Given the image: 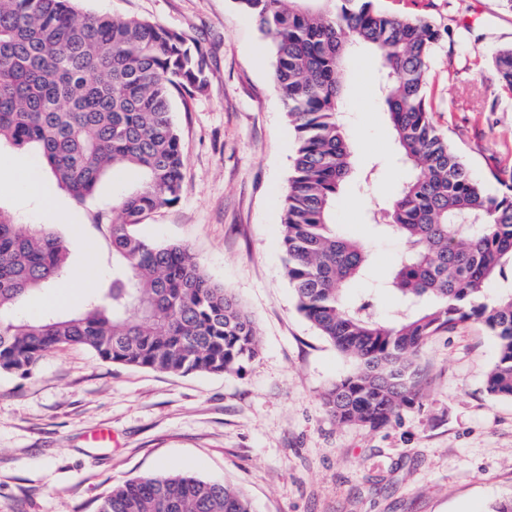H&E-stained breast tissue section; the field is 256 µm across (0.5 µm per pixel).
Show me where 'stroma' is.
Listing matches in <instances>:
<instances>
[{
  "label": "stroma",
  "instance_id": "obj_1",
  "mask_svg": "<svg viewBox=\"0 0 512 512\" xmlns=\"http://www.w3.org/2000/svg\"><path fill=\"white\" fill-rule=\"evenodd\" d=\"M428 15L445 34L432 53L434 121L471 175L498 192L490 171L512 164V91L494 57L512 45V12L499 0H375ZM82 13L134 17L183 33L209 56L204 91L174 96L184 191L142 217L137 233L187 247L208 277L241 303L259 355L241 372L178 376L102 361L68 347L28 377L0 373V512H98L113 486L164 472L225 482L255 512H490L512 497V399L485 378L497 348L473 321L431 336L419 366L421 396L388 424L336 421L326 391L354 362L299 312L286 276L281 200L295 136L275 86L270 43L235 0H78ZM370 54L346 62L342 110L356 175L336 198L338 230L365 242L372 280L404 249L375 233L368 213L395 195L398 161ZM38 175V196L25 176ZM104 181L76 203L29 151L0 150V206L23 224H52L71 252L58 289L82 304L109 268L90 209L111 203Z\"/></svg>",
  "mask_w": 512,
  "mask_h": 512
}]
</instances>
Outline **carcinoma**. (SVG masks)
<instances>
[{"label":"carcinoma","mask_w":512,"mask_h":512,"mask_svg":"<svg viewBox=\"0 0 512 512\" xmlns=\"http://www.w3.org/2000/svg\"><path fill=\"white\" fill-rule=\"evenodd\" d=\"M76 0H0V147L32 149L77 202L103 178L124 185L97 212L112 281L70 314L17 316L30 293L69 273V249L50 225L20 224L0 206V372L26 376L51 352L80 346L103 361L172 374L241 371L259 354L257 330L184 246L158 243L133 226L183 191L175 94L207 84L200 46L158 23L81 14ZM271 40L274 81L295 131L293 173L283 195L282 246L298 309L357 369L324 396L341 423L379 427L421 394L424 341L475 321L497 345L486 390L512 399V169L491 172L501 190L475 180L433 122L424 89L442 31L422 15L400 16L374 0H237ZM377 55L378 89L398 159L411 171L385 206L368 214L405 250L369 293L373 257L342 236L336 196L352 180L341 108L345 60ZM495 67L512 89V46ZM119 211L120 220L112 217ZM98 512H254L233 487L188 473L145 476L112 487Z\"/></svg>","instance_id":"1"}]
</instances>
